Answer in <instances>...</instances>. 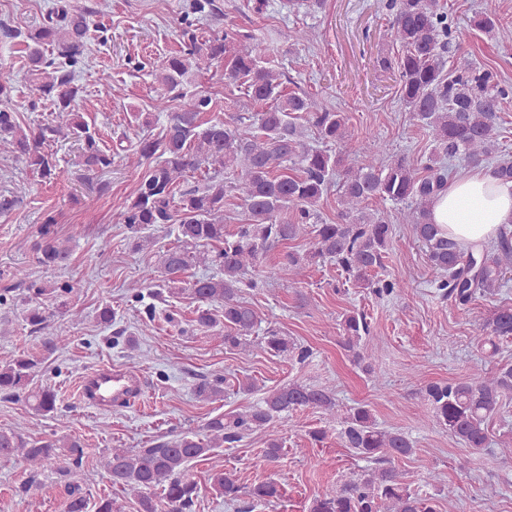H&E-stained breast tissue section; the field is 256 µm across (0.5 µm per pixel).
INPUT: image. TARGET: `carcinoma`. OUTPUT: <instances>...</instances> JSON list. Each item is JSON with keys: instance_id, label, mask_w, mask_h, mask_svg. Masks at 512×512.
<instances>
[{"instance_id": "cac0c4a2", "label": "carcinoma", "mask_w": 512, "mask_h": 512, "mask_svg": "<svg viewBox=\"0 0 512 512\" xmlns=\"http://www.w3.org/2000/svg\"><path fill=\"white\" fill-rule=\"evenodd\" d=\"M388 10L396 43L402 48L397 62L400 99L419 126L433 137L434 152L423 168L405 157L389 154L384 140L364 147L352 144L345 115L332 112L306 92L289 91L287 78L257 52L256 35L226 27L202 39L199 20L217 16L216 0H190L179 30L181 49L152 71L155 96L151 109L167 122L156 137L142 138L124 149L126 163L143 170L133 195L120 205V217L137 250L152 244L142 235L155 224L172 227L179 245L158 251L157 260L141 272V286L151 287L164 275L171 295L188 291L200 303L194 325L223 338L231 350L247 347V337L259 332L262 318L242 293L257 287L259 268L267 253L310 236L309 247H291L280 264L297 277L324 259L335 261L355 285L378 296L401 292L397 280L372 279L383 267L392 237L387 205L399 204L407 223L422 242L435 272L433 287L440 297L466 306L479 296H493L503 287L512 265V231L502 230L496 241L479 250L464 248L448 238L440 225L429 221L434 197L447 189L453 171L446 162L461 156L478 167L500 152L504 101L512 86L500 81L489 66L446 68L445 55L457 44L452 14L438 0H390ZM89 11L61 0L42 25L21 28L0 25V44L21 47L34 111L43 100L55 106L56 117L43 124L23 123L12 105L17 74L0 59V142L11 149L18 170L51 179L57 163L46 151L51 143L72 137L81 144L88 172L112 167V150L100 145L99 133L90 128L75 104L83 87L77 74L95 51L89 37ZM475 27L492 37L501 28L499 16L479 15ZM222 71L231 87L228 102L197 89L193 78ZM231 109L226 116L212 113ZM201 173L202 182L189 178ZM338 182L336 220L323 219L318 203L334 177ZM237 201L247 215L231 231L224 229V205ZM62 238L55 225L39 224L33 231V250L45 268L67 265L71 240ZM202 267L216 273L182 278ZM68 282L46 288L36 282L26 288V321L34 333L47 329L50 313L41 298L58 299L57 309L79 322L65 294ZM369 324L362 313L352 312L340 322L341 345L353 362L371 374L372 358L362 342ZM480 341L496 349V342L512 338V304L499 303L479 325ZM262 343L275 354H293L299 362L311 352L276 329L266 328ZM40 360L19 356L0 365V394L24 397L30 410L48 415L57 409V397L48 386L32 388ZM224 393V380L202 378L195 395L211 400ZM512 395V365L479 369L463 382H430L422 397L427 411L464 447L479 453L490 445L489 422ZM301 407L333 419L337 403L322 386L289 382L264 392L253 409L233 415L209 417L197 432L172 439H155L143 448H114L102 462L114 488L134 494L136 512H192L202 485L192 463L206 460L219 448H235L245 434L264 430L288 418ZM344 446L370 466L342 482L336 491L313 499L309 512H438L436 499L407 485L395 461L414 452V442L399 429L378 426L362 404L342 418ZM283 456L282 438L266 443L263 458L275 462ZM0 458L16 459L39 475L55 463L62 475L80 465V442L70 437L29 438L11 428L0 429ZM209 489L227 504L242 501L237 476L226 469L208 475ZM248 502L238 512H252L261 503L282 497L274 480L259 481L247 491ZM66 512H120L109 495L93 501L75 485L67 486Z\"/></svg>"}]
</instances>
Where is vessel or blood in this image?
Returning <instances> with one entry per match:
<instances>
[{"instance_id":"1","label":"vessel or blood","mask_w":512,"mask_h":512,"mask_svg":"<svg viewBox=\"0 0 512 512\" xmlns=\"http://www.w3.org/2000/svg\"><path fill=\"white\" fill-rule=\"evenodd\" d=\"M143 391L144 379L140 374L109 365L86 371L80 380L82 402L100 411L126 406Z\"/></svg>"}]
</instances>
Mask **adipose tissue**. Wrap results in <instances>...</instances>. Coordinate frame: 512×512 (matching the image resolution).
<instances>
[{
    "mask_svg": "<svg viewBox=\"0 0 512 512\" xmlns=\"http://www.w3.org/2000/svg\"><path fill=\"white\" fill-rule=\"evenodd\" d=\"M429 220L449 238L480 247L512 223V182L493 170L474 169L457 175L430 208Z\"/></svg>",
    "mask_w": 512,
    "mask_h": 512,
    "instance_id": "obj_1",
    "label": "adipose tissue"
}]
</instances>
